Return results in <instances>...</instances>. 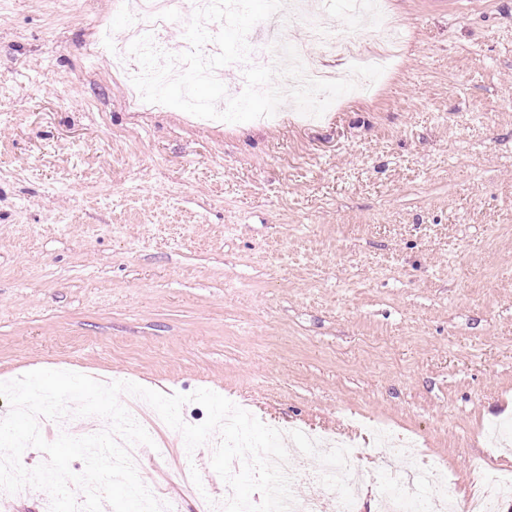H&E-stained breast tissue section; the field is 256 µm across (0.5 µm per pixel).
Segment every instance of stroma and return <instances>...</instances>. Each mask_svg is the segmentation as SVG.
<instances>
[{
    "label": "stroma",
    "instance_id": "1",
    "mask_svg": "<svg viewBox=\"0 0 512 512\" xmlns=\"http://www.w3.org/2000/svg\"><path fill=\"white\" fill-rule=\"evenodd\" d=\"M405 43L313 120L134 112L117 0H0V377L207 388L264 424L512 472V0H387ZM138 474L178 503L179 435Z\"/></svg>",
    "mask_w": 512,
    "mask_h": 512
}]
</instances>
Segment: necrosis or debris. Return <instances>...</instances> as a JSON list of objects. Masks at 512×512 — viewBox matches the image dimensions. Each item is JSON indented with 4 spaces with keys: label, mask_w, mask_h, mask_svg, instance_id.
Masks as SVG:
<instances>
[{
    "label": "necrosis or debris",
    "mask_w": 512,
    "mask_h": 512,
    "mask_svg": "<svg viewBox=\"0 0 512 512\" xmlns=\"http://www.w3.org/2000/svg\"><path fill=\"white\" fill-rule=\"evenodd\" d=\"M131 22L119 41H112L108 31H101L98 44L112 57L117 72L125 79H132L140 71L136 58L129 52L130 44L143 35H151L156 47H163L164 34L172 26L186 25L195 8L208 0H119ZM291 10L300 14L305 31V41L296 50L310 78L335 79V72L324 68L323 57L341 60L345 65L389 66L394 46L390 38L395 22L385 16L383 0H375L373 9L376 22L365 29L359 41L338 34L324 12L309 0H292ZM387 459L403 458L409 463V473L422 493L409 498L403 490L374 499L373 512H498L502 499L512 497V474H490L482 493L457 497L447 472L429 461L420 459L408 442H384L379 449ZM290 474L294 482L309 486L307 495L296 498L293 512H344L338 496L330 493L320 481L319 471L297 464Z\"/></svg>",
    "instance_id": "necrosis-or-debris-1"
}]
</instances>
